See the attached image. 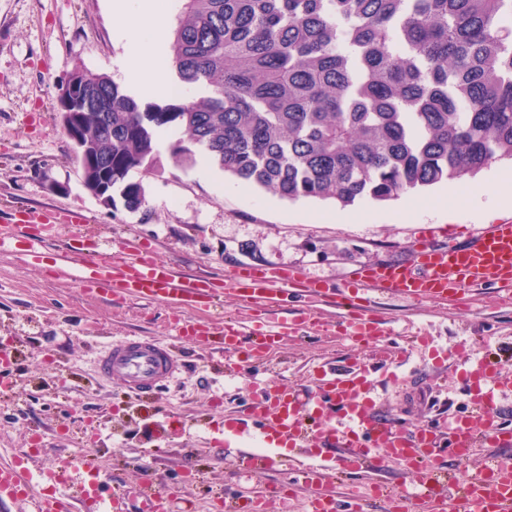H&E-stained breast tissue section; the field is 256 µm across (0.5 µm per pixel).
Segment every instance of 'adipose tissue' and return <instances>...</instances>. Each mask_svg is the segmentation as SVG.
Listing matches in <instances>:
<instances>
[{"mask_svg":"<svg viewBox=\"0 0 512 512\" xmlns=\"http://www.w3.org/2000/svg\"><path fill=\"white\" fill-rule=\"evenodd\" d=\"M120 18L121 35L127 41L125 73L136 83L147 100L170 98L166 81L169 63L165 14L157 0H114Z\"/></svg>","mask_w":512,"mask_h":512,"instance_id":"obj_1","label":"adipose tissue"}]
</instances>
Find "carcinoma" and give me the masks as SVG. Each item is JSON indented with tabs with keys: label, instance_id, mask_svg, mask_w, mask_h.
Instances as JSON below:
<instances>
[{
	"label": "carcinoma",
	"instance_id": "cac0c4a2",
	"mask_svg": "<svg viewBox=\"0 0 512 512\" xmlns=\"http://www.w3.org/2000/svg\"><path fill=\"white\" fill-rule=\"evenodd\" d=\"M170 32L179 94L142 104L76 70L60 111L91 190L139 210L133 169L161 132L224 174L290 201L393 200L512 161V0H180Z\"/></svg>",
	"mask_w": 512,
	"mask_h": 512
}]
</instances>
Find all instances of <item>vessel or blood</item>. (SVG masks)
Listing matches in <instances>:
<instances>
[{
    "label": "vessel or blood",
    "mask_w": 512,
    "mask_h": 512,
    "mask_svg": "<svg viewBox=\"0 0 512 512\" xmlns=\"http://www.w3.org/2000/svg\"><path fill=\"white\" fill-rule=\"evenodd\" d=\"M57 272L75 271L85 292L92 295L121 293L142 299L170 302L188 310L215 309L225 294L237 295L255 310L266 312L264 323L240 325L191 317L179 318L175 329L202 347L220 344L228 354L246 350L248 360L267 355L288 331L315 323L314 306L326 292L321 281L280 268L242 266L215 283L189 280L178 274L174 264L145 257L141 248L86 238L58 254ZM499 284L512 288V224H495L469 246L435 247L421 238L406 261L384 263L361 272L335 296L344 313L343 329L357 341L376 336L380 319L363 312L360 295L382 290L410 302L424 300L457 302L468 287ZM305 298L298 316L278 315L276 309L288 294ZM105 380L120 378L130 389L150 392L176 377L181 360L161 340L131 336L109 343L97 359ZM499 369L487 365L480 373L481 384L468 415L424 425L414 432L400 429L376 410L365 372L345 375L323 374L316 391L303 399L292 391L278 389L272 399L253 404L251 415L256 434L265 446L288 444L307 464L298 469L293 484L309 487L308 512H336V499L329 487L331 473L342 470L354 476L397 462L424 473L440 449L460 462L469 461L478 448L492 446L500 453L490 458L481 474L466 484L460 495L432 489L387 494L391 512H512V430L499 426L493 388ZM339 419H332V412ZM319 419L315 431H308L304 416ZM340 451L337 463H330L323 451ZM31 479L23 464L0 467V500L25 499ZM99 502L101 512H122L120 497L99 499L97 484L90 481L70 492L34 500L33 512H73L75 506Z\"/></svg>",
    "instance_id": "obj_1"
}]
</instances>
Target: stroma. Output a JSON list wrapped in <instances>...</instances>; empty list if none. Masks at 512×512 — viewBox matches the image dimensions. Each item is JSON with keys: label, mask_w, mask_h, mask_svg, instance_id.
Wrapping results in <instances>:
<instances>
[{"label": "stroma", "mask_w": 512, "mask_h": 512, "mask_svg": "<svg viewBox=\"0 0 512 512\" xmlns=\"http://www.w3.org/2000/svg\"><path fill=\"white\" fill-rule=\"evenodd\" d=\"M113 0H0V228L15 249L0 250V347L11 358V390L0 394V465L26 462L32 492L63 465L81 480L93 461L102 482L123 496V512H142L153 495L156 512H209L225 498L248 497L253 512H302L306 489L276 494L293 462L278 458L249 473L237 459L249 442L225 443L224 422H250L261 390L285 385L309 391L321 370L363 368L374 396L404 430L470 405L465 374L477 361L498 363L496 403L512 424V294L475 288L460 304L413 303L376 293L371 308L382 333L367 343L311 326L285 336L260 363L227 373L223 354L177 336L178 308L123 297L108 301L59 279L55 259L79 236L132 241L188 277H222L250 265L285 267L341 284L360 268L409 257L423 236L463 247L494 224H512L489 184L497 167L467 178L454 194L432 187L406 197L341 207L331 200L289 201L227 177L210 164H174L169 128L158 144L154 172L134 170L145 201L132 212L107 206L83 186L58 106L59 88L75 70L122 82L125 43L117 34ZM74 212L81 223L59 225L39 261L21 255L27 212ZM430 336L429 348L406 338ZM148 336L169 342L182 357L181 375L154 392L105 381L96 361L111 341Z\"/></svg>", "instance_id": "1"}]
</instances>
